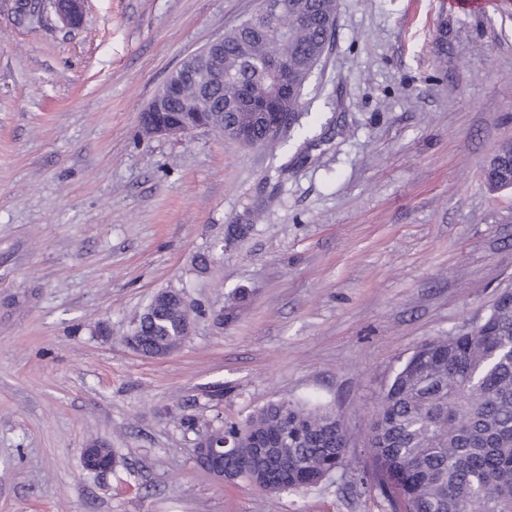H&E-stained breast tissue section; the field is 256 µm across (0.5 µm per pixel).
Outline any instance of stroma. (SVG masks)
<instances>
[{"label":"stroma","mask_w":512,"mask_h":512,"mask_svg":"<svg viewBox=\"0 0 512 512\" xmlns=\"http://www.w3.org/2000/svg\"><path fill=\"white\" fill-rule=\"evenodd\" d=\"M260 3L87 0L67 26L0 0V512H386L348 472L218 482L196 439L311 399L364 451L416 348L512 289V190L484 186L512 140V0H337L306 138L144 137L167 75ZM162 289L194 326L151 358L126 338ZM93 443L110 472L83 469Z\"/></svg>","instance_id":"obj_1"}]
</instances>
